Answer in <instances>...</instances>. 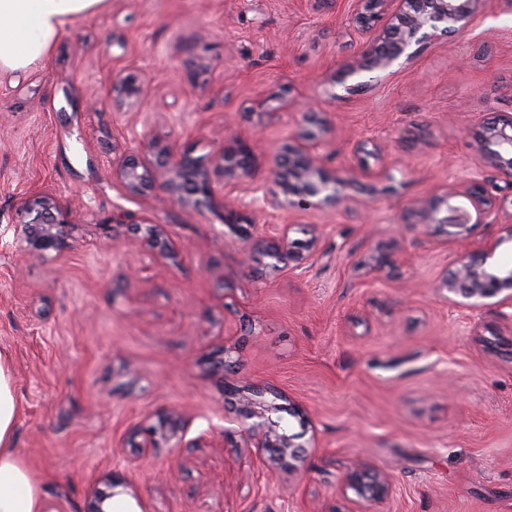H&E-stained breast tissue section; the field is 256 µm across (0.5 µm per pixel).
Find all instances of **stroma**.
Instances as JSON below:
<instances>
[{"instance_id": "stroma-1", "label": "stroma", "mask_w": 512, "mask_h": 512, "mask_svg": "<svg viewBox=\"0 0 512 512\" xmlns=\"http://www.w3.org/2000/svg\"><path fill=\"white\" fill-rule=\"evenodd\" d=\"M355 0H106L67 23L41 62L0 73V351L13 366L14 447L48 512H85L108 476L130 512H351L344 473L372 462L393 482L372 512H512V321L432 286L455 244L413 209L481 176L478 134L512 113V0L422 45L368 85L332 82L360 57ZM147 78L112 104V77ZM325 121V171L353 197L335 211L252 209L260 230L316 238L306 269L244 262L222 208L134 196L114 160L144 140L207 156L250 142L249 179L281 194L269 153ZM377 147L364 176L357 142ZM68 223L60 250L30 254L25 199ZM180 250L164 264L131 222ZM391 247L395 270L365 261ZM230 350L233 367L210 356ZM272 388V420L304 445L296 468L247 433L241 388ZM179 415L198 448L143 456L128 433Z\"/></svg>"}]
</instances>
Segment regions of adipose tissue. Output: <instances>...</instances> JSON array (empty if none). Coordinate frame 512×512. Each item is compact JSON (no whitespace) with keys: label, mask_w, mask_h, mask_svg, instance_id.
<instances>
[{"label":"adipose tissue","mask_w":512,"mask_h":512,"mask_svg":"<svg viewBox=\"0 0 512 512\" xmlns=\"http://www.w3.org/2000/svg\"><path fill=\"white\" fill-rule=\"evenodd\" d=\"M105 0H0V71L44 60L66 23ZM18 399L8 357L0 353V512H42L43 495L13 441Z\"/></svg>","instance_id":"adipose-tissue-1"}]
</instances>
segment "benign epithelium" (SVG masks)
Here are the masks:
<instances>
[{
    "instance_id": "7a95c632",
    "label": "benign epithelium",
    "mask_w": 512,
    "mask_h": 512,
    "mask_svg": "<svg viewBox=\"0 0 512 512\" xmlns=\"http://www.w3.org/2000/svg\"><path fill=\"white\" fill-rule=\"evenodd\" d=\"M486 0H357L355 22L361 36L367 38V50L361 58L340 67L334 82L344 84L349 80L362 85L360 78L373 70L384 71L401 57L415 55L412 46L422 45L448 32L465 27ZM385 25H380L384 16ZM145 94L143 81L134 74L112 80V103L117 107L134 108L141 104ZM320 134L307 129L278 148L273 156L269 174L283 189V197L261 196V209L280 210L291 206L298 210L319 208L334 210L347 202L343 193L346 184L334 175L327 174L320 165ZM486 168L490 175L473 180L464 186L448 185L446 190L432 200L416 207L421 224H437L446 229L448 238L458 246L451 269L434 285L436 291L461 298L459 304L477 310L489 298L496 304L512 308V261H502L497 253L512 249V230L505 236L485 241L480 247L470 246L473 230L468 212L452 204L457 197L467 199L476 215L489 211L496 202L493 192L512 191V115L497 119L484 127L479 139ZM143 157L129 155L112 169L113 176L132 195H151L162 191L180 206L199 211L215 204L214 182L235 186L248 177L253 168L255 154L252 145L236 138L232 144L208 157H194L188 151L179 152L172 145L149 140L143 143ZM163 176L157 181V176ZM26 221L21 232L30 253L44 255L63 245V224L66 212L51 197L35 194L24 203ZM141 244L161 261H174L178 248L163 237L156 227L147 224ZM260 253L267 267L279 271L285 267L297 269L305 264L304 256L293 250L288 232L268 235L260 231L246 236L245 255L250 258ZM394 263L390 250L376 248L368 259L369 267L376 272L390 271ZM276 406L265 401L252 402L245 409V417L256 419L249 428L260 436L261 447L277 449L279 460L300 459L297 435L273 429L269 414ZM185 428L181 418L166 414L162 418L160 435L154 434L136 440L131 435L132 446L145 454L153 448H184ZM126 487L121 481L110 479L106 489L96 490L90 497L86 512H109L107 501L116 495L117 487ZM343 491H351L352 502L358 506L382 503L392 494V481L369 462L360 461L341 479Z\"/></svg>"
}]
</instances>
